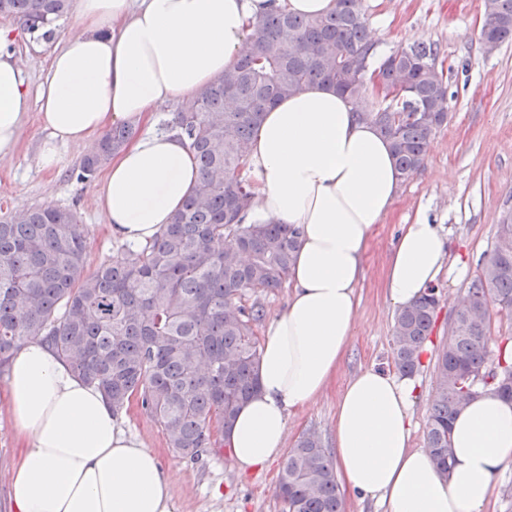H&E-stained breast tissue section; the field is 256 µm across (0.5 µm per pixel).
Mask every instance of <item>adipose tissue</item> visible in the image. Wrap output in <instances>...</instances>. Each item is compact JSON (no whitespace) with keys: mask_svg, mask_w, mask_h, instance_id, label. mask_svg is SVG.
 I'll return each mask as SVG.
<instances>
[{"mask_svg":"<svg viewBox=\"0 0 512 512\" xmlns=\"http://www.w3.org/2000/svg\"><path fill=\"white\" fill-rule=\"evenodd\" d=\"M320 16L335 0H76L77 23L57 39L48 72L29 87L0 29V158L12 157L36 111L47 137L41 169L61 150L84 152L117 122L142 133L109 161L97 202L113 237L152 241L201 181L188 141L155 130L163 105L190 104L232 67L253 23L271 6ZM247 221L300 229L285 309L264 330L259 387L240 407L228 443L247 473L277 459L288 417L319 397L354 332L356 288L377 224L401 182L389 142L331 87L279 99L251 140ZM446 258L438 225H405L387 262L385 290L407 306L436 284ZM4 398L25 442L11 477L18 512H174L158 455L117 422L103 392L79 379L46 343H25L7 364ZM414 378L368 367L339 395L334 459L343 487L386 512H484L512 467V401L478 391L451 425L441 469L410 445Z\"/></svg>","mask_w":512,"mask_h":512,"instance_id":"obj_1","label":"adipose tissue"}]
</instances>
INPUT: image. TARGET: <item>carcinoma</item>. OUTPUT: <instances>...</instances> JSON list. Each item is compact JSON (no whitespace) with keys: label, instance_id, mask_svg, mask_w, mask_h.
I'll use <instances>...</instances> for the list:
<instances>
[{"label":"carcinoma","instance_id":"carcinoma-1","mask_svg":"<svg viewBox=\"0 0 512 512\" xmlns=\"http://www.w3.org/2000/svg\"><path fill=\"white\" fill-rule=\"evenodd\" d=\"M69 0H0V15L33 33H53ZM361 0H337L318 17L271 8L233 67L204 87L168 127L190 143L202 174L197 190L160 236L87 271L86 232L77 215L54 205L0 219V364L40 339L73 372L99 388L120 413L137 401L160 425L167 445L195 463L226 444L240 406L258 387L264 316L253 288H278L297 248L298 230L273 220L245 223L251 183L249 141L264 112L282 97L321 83L351 98L362 119L391 142L402 181L424 165L432 135L448 120V87L435 72L438 51L412 43L378 53ZM482 43L512 40V0H484ZM393 91L376 106L370 80ZM136 134L112 127L78 178L95 175ZM453 315L435 361L436 391L426 447L443 468L451 422L478 388L512 399V358L490 360L488 304L512 310V211L494 249ZM440 297L431 289L397 311L392 358L413 375L432 335ZM286 512H342L332 456L315 433L302 436L279 473Z\"/></svg>","mask_w":512,"mask_h":512}]
</instances>
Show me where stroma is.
Masks as SVG:
<instances>
[{
	"instance_id": "35a3bbf8",
	"label": "stroma",
	"mask_w": 512,
	"mask_h": 512,
	"mask_svg": "<svg viewBox=\"0 0 512 512\" xmlns=\"http://www.w3.org/2000/svg\"><path fill=\"white\" fill-rule=\"evenodd\" d=\"M362 5L382 52L415 41L436 46L448 86L449 117L433 136L424 166L402 184L391 213L375 229L356 290L355 334L325 393L291 413L285 443L289 449L310 431L331 442L337 400L350 376L369 366L393 369L397 307L384 292L386 266L403 226L420 214L440 225L449 255L437 282L441 297L432 342L415 374L412 445L425 447L436 349L448 336L456 302L480 273L498 226L512 209V41L495 52L485 51L480 40L483 0H362ZM0 28L16 29L15 57L27 83L37 85L47 71L49 46L22 30L17 20L0 16ZM45 136L35 117H27L18 153L0 160V211L16 214L45 204L75 211L86 230L88 266L96 268L119 255L123 245L112 238L97 205L96 179L77 178L82 155L67 148L58 170L39 169L36 153ZM119 422L161 457L172 484L174 512H284L275 493L281 461L246 474L226 451L190 464L169 450L158 423L140 406L122 411ZM20 451L11 415L1 404L0 512H15L9 486Z\"/></svg>"
}]
</instances>
